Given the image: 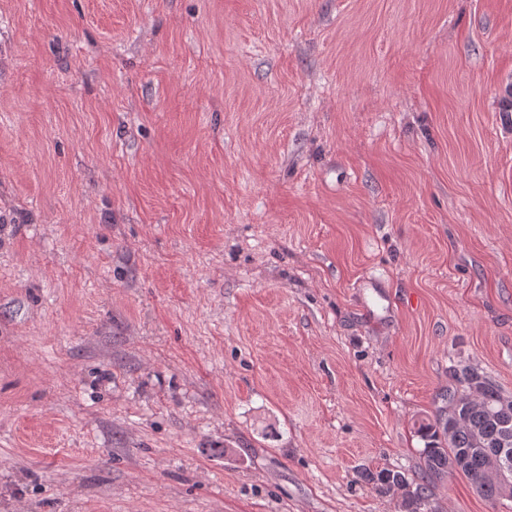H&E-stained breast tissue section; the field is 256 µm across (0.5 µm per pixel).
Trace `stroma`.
<instances>
[{
  "label": "stroma",
  "mask_w": 512,
  "mask_h": 512,
  "mask_svg": "<svg viewBox=\"0 0 512 512\" xmlns=\"http://www.w3.org/2000/svg\"><path fill=\"white\" fill-rule=\"evenodd\" d=\"M511 92L512 0H0V512H402L512 397ZM453 373L459 389L448 394V409L437 412L433 420H421L416 428L425 441L418 482H410L395 471H382L372 477L380 491L405 490L401 505L404 512L436 511L430 504L431 486L454 473L465 477L486 500H500V483L487 475L488 448H495L494 459L506 495L512 491V437L506 431L500 439L504 424L511 422L512 427V398L467 365H455Z\"/></svg>",
  "instance_id": "35a3bbf8"
}]
</instances>
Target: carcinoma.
I'll use <instances>...</instances> for the list:
<instances>
[{"label": "carcinoma", "instance_id": "carcinoma-1", "mask_svg": "<svg viewBox=\"0 0 512 512\" xmlns=\"http://www.w3.org/2000/svg\"><path fill=\"white\" fill-rule=\"evenodd\" d=\"M453 373L459 389L448 394V408L416 428L425 441L419 480L395 471L372 477L381 491L405 490L404 512H433L431 486L454 473L465 477L483 498L496 502L502 497L500 483L487 475L486 449L496 447L504 424L512 423V398L467 365L454 366Z\"/></svg>", "mask_w": 512, "mask_h": 512}]
</instances>
